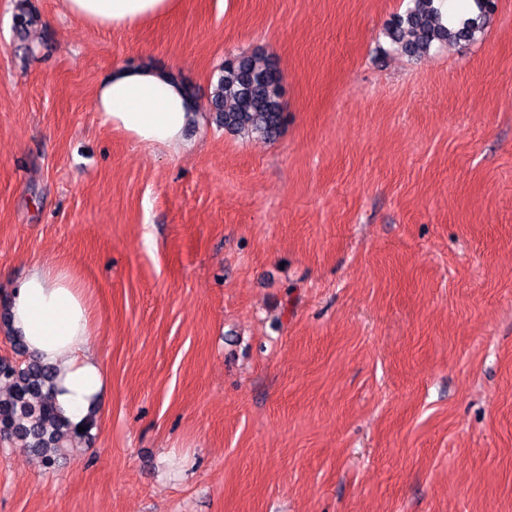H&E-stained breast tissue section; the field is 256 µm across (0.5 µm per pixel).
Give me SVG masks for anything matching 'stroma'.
Here are the masks:
<instances>
[{"label":"stroma","mask_w":512,"mask_h":512,"mask_svg":"<svg viewBox=\"0 0 512 512\" xmlns=\"http://www.w3.org/2000/svg\"><path fill=\"white\" fill-rule=\"evenodd\" d=\"M0 0V302L34 258L93 287L109 380L45 468L0 441V512H512V0L405 53L409 0H181L103 30ZM285 123L209 112L230 54ZM172 66L176 154L93 110L115 63ZM280 72L262 52L229 55L210 96V112L224 131L275 139L284 123Z\"/></svg>","instance_id":"35a3bbf8"}]
</instances>
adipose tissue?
I'll list each match as a JSON object with an SVG mask.
<instances>
[{"mask_svg": "<svg viewBox=\"0 0 512 512\" xmlns=\"http://www.w3.org/2000/svg\"><path fill=\"white\" fill-rule=\"evenodd\" d=\"M179 0H63L68 13L102 29L132 27L172 14ZM100 124L133 145L191 151L185 132L194 111L182 84L150 63L113 66L95 93ZM9 325L29 355L55 372V401L62 416L81 425L108 390L94 353L93 303L87 285L63 263L37 259L13 291Z\"/></svg>", "mask_w": 512, "mask_h": 512, "instance_id": "obj_1", "label": "adipose tissue"}]
</instances>
